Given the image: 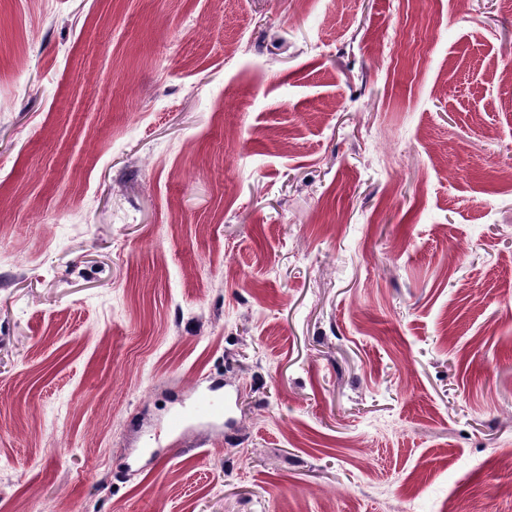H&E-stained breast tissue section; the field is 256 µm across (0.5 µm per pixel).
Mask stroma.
<instances>
[{
    "label": "stroma",
    "instance_id": "1",
    "mask_svg": "<svg viewBox=\"0 0 512 512\" xmlns=\"http://www.w3.org/2000/svg\"><path fill=\"white\" fill-rule=\"evenodd\" d=\"M510 47L512 0H0V512H512ZM229 398L224 396V403L214 399L208 394H198L192 404L185 411L177 413L169 422L168 428L171 430L180 428L183 423L192 418H220L223 417L227 409Z\"/></svg>",
    "mask_w": 512,
    "mask_h": 512
}]
</instances>
